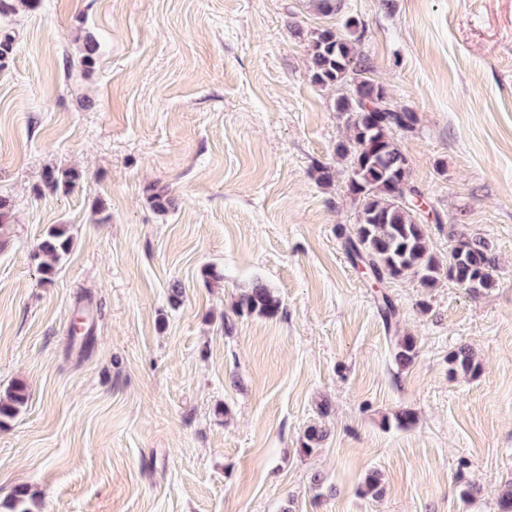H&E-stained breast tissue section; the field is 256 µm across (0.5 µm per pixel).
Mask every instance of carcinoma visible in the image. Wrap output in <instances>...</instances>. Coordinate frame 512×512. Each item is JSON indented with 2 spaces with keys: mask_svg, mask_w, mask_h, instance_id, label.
I'll list each match as a JSON object with an SVG mask.
<instances>
[{
  "mask_svg": "<svg viewBox=\"0 0 512 512\" xmlns=\"http://www.w3.org/2000/svg\"><path fill=\"white\" fill-rule=\"evenodd\" d=\"M363 35V24L354 17L343 20V30L317 29L308 41L311 82L322 89L343 88L334 101L335 110L343 122L344 137L336 143V155L349 160L348 190L358 208V222L352 234L344 239V250L352 265L367 276L376 289L378 311L386 327L398 322L399 309L386 292L388 281L411 274L423 288H433L441 275L477 295L496 286L498 265L489 243L482 237L464 232L454 233L455 244L448 259V269L442 270L430 252L424 215L433 224L441 217L425 193L411 176L400 174L406 156L397 144L396 135L416 130L418 118L410 107L391 103L387 87L368 76L357 45ZM80 181L73 169L49 170L43 176L45 189L68 193ZM150 206L166 214L173 206L168 190L150 188ZM14 205L10 198L0 196V237L12 223ZM73 237L67 224H56L38 244L34 257L43 280L50 282L57 263L69 253ZM281 302L272 289L256 283L238 300L235 313L239 316L258 315L272 318L279 314ZM395 364L405 369L417 355L414 337L394 336L390 340ZM452 370L477 377L480 362L467 347L454 351L448 358ZM29 398L22 383L11 385L0 396V424L14 418ZM326 431L319 425L309 426L299 452L313 453L324 440ZM362 493L382 495L380 475L368 472Z\"/></svg>",
  "mask_w": 512,
  "mask_h": 512,
  "instance_id": "1",
  "label": "carcinoma"
}]
</instances>
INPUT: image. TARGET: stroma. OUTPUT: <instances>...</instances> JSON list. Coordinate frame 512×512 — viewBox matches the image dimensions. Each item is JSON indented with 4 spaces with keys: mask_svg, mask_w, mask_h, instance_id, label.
Returning a JSON list of instances; mask_svg holds the SVG:
<instances>
[{
    "mask_svg": "<svg viewBox=\"0 0 512 512\" xmlns=\"http://www.w3.org/2000/svg\"><path fill=\"white\" fill-rule=\"evenodd\" d=\"M342 16L365 26L370 77L419 119L398 144L443 219L427 227L431 252L447 261L462 225L499 258L477 298L445 278L388 284L398 334L418 341L404 370L343 251L357 208L336 94L312 83L291 31ZM7 34L0 392L21 381L29 398L0 426V512L19 491L30 512H499L512 478V0H343L337 17L306 0H39L0 14ZM71 167L74 190L35 195L47 169ZM153 185L174 211H153ZM55 224L74 245L46 283L32 254ZM257 282L279 297L276 317L235 315ZM84 309L86 342L71 334ZM463 345L479 377L450 373ZM313 424L327 437L305 456ZM371 470L382 497L360 491Z\"/></svg>",
    "mask_w": 512,
    "mask_h": 512,
    "instance_id": "obj_1",
    "label": "stroma"
}]
</instances>
